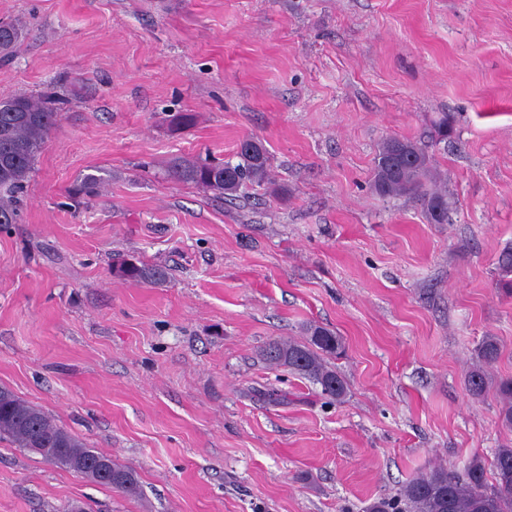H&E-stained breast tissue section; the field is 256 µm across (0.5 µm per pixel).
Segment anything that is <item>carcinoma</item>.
I'll return each instance as SVG.
<instances>
[{"instance_id":"cac0c4a2","label":"carcinoma","mask_w":512,"mask_h":512,"mask_svg":"<svg viewBox=\"0 0 512 512\" xmlns=\"http://www.w3.org/2000/svg\"><path fill=\"white\" fill-rule=\"evenodd\" d=\"M20 36L13 22L0 21V55L9 56ZM62 99L52 92L41 95H16L0 99V225L16 224L20 217L22 193L38 155L46 148L55 127ZM241 162L226 169L224 163L201 159H177L169 166L170 175L190 182L218 195L233 196L246 181L262 182L268 176L269 156L259 142L248 137L238 148ZM433 179L431 157L426 147L409 139H387L375 160L374 187L384 196L408 194L417 197L428 215L437 224L448 223V193L429 191L426 183ZM102 180L85 176L75 195L87 197L99 193ZM119 275L133 283H153L164 279V270L126 262ZM341 343L336 334L311 324L304 340L276 341L263 350L265 360L275 367H286L303 378L319 384L323 394L342 400L347 393L343 377L327 359L339 354ZM499 345L486 337L477 349V364L466 376L465 386L474 396L481 395L489 385L486 368L499 357ZM499 399L498 418L512 431V378L495 382ZM47 441L48 451L41 458L49 463L71 469L80 459L112 461L113 482H102L95 476L87 479L123 492L136 489L134 472L112 460V456L94 451L83 441L58 426L41 409L28 404L11 390L0 387V436L8 438L17 448L29 450L31 437ZM493 482L487 480L483 459L475 455L462 473L438 466L411 478L402 488L401 497L407 512H512V445L497 449L491 463Z\"/></svg>"}]
</instances>
